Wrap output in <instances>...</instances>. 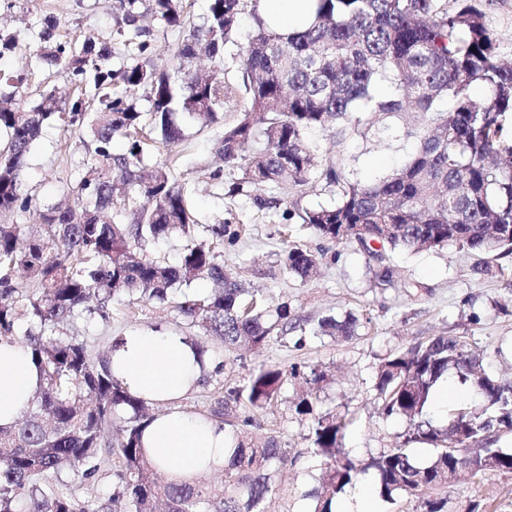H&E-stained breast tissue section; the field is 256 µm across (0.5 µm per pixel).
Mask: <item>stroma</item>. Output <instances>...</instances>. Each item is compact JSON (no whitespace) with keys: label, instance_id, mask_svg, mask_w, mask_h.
Returning a JSON list of instances; mask_svg holds the SVG:
<instances>
[{"label":"stroma","instance_id":"35a3bbf8","mask_svg":"<svg viewBox=\"0 0 512 512\" xmlns=\"http://www.w3.org/2000/svg\"><path fill=\"white\" fill-rule=\"evenodd\" d=\"M112 4L113 0H0V31L17 39L14 52L0 57V69L24 70L29 89L49 90L62 100L80 95V87L54 69L24 62L31 29L37 16L53 14L60 21V34L70 38L90 35L109 42L111 63L118 69L132 63L136 50L118 35ZM185 131L186 137L178 145L155 144L148 159L167 164L174 180L188 190L199 224L230 218L248 225L247 238L225 247V267L246 286L263 292L270 303L288 302L303 318L315 321L351 311L359 316L363 328L360 336L352 339H315L300 350L290 335L260 349L227 350L222 382L202 385L181 401L182 410L195 413L206 409L218 384L239 385L254 367L305 364L325 374L317 391V408L355 417L343 450L365 461L392 446L405 428L403 420L379 417L375 410L373 371L378 358L387 351L428 336H469L476 349L484 353L491 372L512 378V257L503 260V274L490 279L473 271V257L453 247L419 253L396 251L387 259L394 270L392 286L376 287L368 259L357 244L331 243L314 234L300 218L283 220L281 209L261 210L251 197L230 192L239 171H225L223 185L214 184L209 178L218 163L214 132L198 131L192 124L186 125ZM90 140L87 130L66 133L56 124L44 128L27 157L26 190L32 203L20 216L21 224L40 223L44 207L69 202L67 185L85 158ZM405 155L403 142L396 138L364 145L352 143L346 149L347 168L355 176L370 180L400 167ZM287 243L319 255L318 272L310 281L294 279L280 267L278 255ZM156 326L186 336L193 333L172 310L131 308L120 301L113 302L110 320L82 318L66 326L64 333L87 342L90 352L98 355L107 352L113 339L125 332ZM295 396V388H288L278 404L258 415L256 427L250 430L257 441L278 437L289 456L299 459L283 474L268 504L269 512H306L307 503L300 493L315 483L316 466L304 458L308 429L292 409ZM446 493L448 512H461V500L469 497L487 502L489 512H512L510 473L489 475L478 484L463 479Z\"/></svg>","mask_w":512,"mask_h":512}]
</instances>
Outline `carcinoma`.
<instances>
[{"label": "carcinoma", "instance_id": "1", "mask_svg": "<svg viewBox=\"0 0 512 512\" xmlns=\"http://www.w3.org/2000/svg\"><path fill=\"white\" fill-rule=\"evenodd\" d=\"M142 2L115 0V10L119 34L148 59ZM149 2L157 19L187 30L160 66L137 64L115 73L101 42L62 40L56 17L40 20L33 57L49 61L74 84L92 86L99 116L87 112L83 97L61 103L47 91L25 108L14 102L24 77L0 73V87L10 88L0 90V216L31 205L23 174L45 125L60 121L72 130L89 123L93 133L84 173L71 186L74 203L48 209L37 228L0 224V342L27 346L41 376L27 413L0 425V512H264L276 479L295 465L276 437L257 444L247 427L280 397L288 379L311 387L322 374L297 363L266 365L201 412L227 430L224 487L170 480L141 442L153 419L151 403L127 391L109 357L62 336L61 328L83 315L109 319L115 299L170 306L187 325L219 339L211 350L197 345L218 361L216 376L223 373L226 347L264 346L290 333L299 334L298 344L308 337L358 335L355 314L325 316L312 325L288 303H268L224 268L221 248L236 245L244 225L209 224L211 240L198 239L187 190L167 165L145 161L143 128L171 146L184 138L180 117L202 129L218 127L222 164L209 173L216 182L224 170L236 169L241 188L274 184L302 197L319 186L336 193L335 203L309 209L301 219L319 236L354 242L376 259L373 279L380 288L393 284L383 264L388 250L455 246L499 259L512 255V133L505 127L512 116V63L501 59L479 0H455L451 10L444 0H317L312 25L288 34L264 22L258 0H209L201 26L184 14L182 0ZM246 14L253 27L239 42ZM232 47L244 66L239 90L246 103L224 126V63ZM201 55L212 74L194 78L188 62ZM119 84L147 88L149 110L138 111ZM315 130L331 133L336 144V154L321 164L309 140ZM386 136L413 143L400 169L375 180L347 174L349 142ZM116 138L125 140V152H113ZM116 180L153 206L116 195ZM173 233L185 239L178 262L148 255L149 245ZM318 263L298 245L279 256L282 269L302 281ZM20 270L33 289L18 281ZM201 279L217 289L188 292ZM446 378L467 387L472 403L448 388L438 424L429 406L435 385ZM374 389L379 416L399 417L407 430L362 466L342 451L353 419L317 411L308 392L294 401L319 467L317 484L301 492L310 500L309 512H336L340 495L371 470L382 505L406 495L420 501V512H447L448 497L434 490L452 486L461 473L474 482L512 473V448L498 446L512 434V382L487 369L470 337L429 336L383 355ZM242 405L254 414L240 415ZM118 420L122 434L114 440ZM420 445L435 448L431 461L419 459ZM112 454L120 462L119 483L106 497L82 500L48 482L63 473L93 481L101 456Z\"/></svg>", "mask_w": 512, "mask_h": 512}]
</instances>
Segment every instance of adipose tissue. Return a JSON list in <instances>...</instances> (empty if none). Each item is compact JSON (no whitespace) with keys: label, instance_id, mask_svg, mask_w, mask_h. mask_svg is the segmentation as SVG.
<instances>
[{"label":"adipose tissue","instance_id":"obj_1","mask_svg":"<svg viewBox=\"0 0 512 512\" xmlns=\"http://www.w3.org/2000/svg\"><path fill=\"white\" fill-rule=\"evenodd\" d=\"M316 0H259L267 25L288 33L309 26ZM110 365L128 391L165 405L145 430L144 450L171 480L191 481L205 472L224 468V427L195 413L180 410L178 402L212 372L215 364L200 358L185 336L171 330L137 329L126 332L112 351ZM40 372L20 343L0 344V425L14 424L30 408Z\"/></svg>","mask_w":512,"mask_h":512}]
</instances>
